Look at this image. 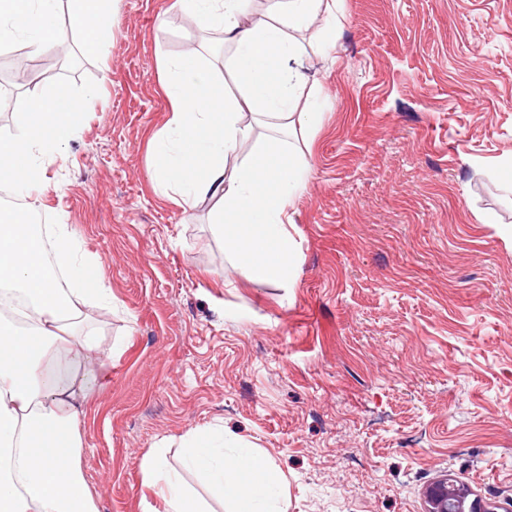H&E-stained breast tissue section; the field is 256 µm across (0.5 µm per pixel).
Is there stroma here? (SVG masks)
Returning a JSON list of instances; mask_svg holds the SVG:
<instances>
[{
	"label": "stroma",
	"mask_w": 512,
	"mask_h": 512,
	"mask_svg": "<svg viewBox=\"0 0 512 512\" xmlns=\"http://www.w3.org/2000/svg\"><path fill=\"white\" fill-rule=\"evenodd\" d=\"M172 0H112V42L65 48L27 96L96 86L34 204L94 255L111 309L86 320L91 376L81 465L100 512H146L141 463L224 430L266 451L288 512H425L446 478L512 504V0H342L331 58L305 46L326 99L285 140L310 164L295 202L289 286L248 280L212 232L210 200L180 206L152 179L171 112L158 60L197 50L227 94L232 53Z\"/></svg>",
	"instance_id": "obj_1"
}]
</instances>
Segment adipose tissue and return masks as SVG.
Returning <instances> with one entry per match:
<instances>
[{
    "label": "adipose tissue",
    "mask_w": 512,
    "mask_h": 512,
    "mask_svg": "<svg viewBox=\"0 0 512 512\" xmlns=\"http://www.w3.org/2000/svg\"><path fill=\"white\" fill-rule=\"evenodd\" d=\"M59 7L60 0H0V45H22L33 58L58 47ZM171 8L223 32L234 49L224 67L239 93L225 95L196 51L161 60L171 117L156 140L154 182L179 205L215 199L212 224L246 277L288 284L299 260L291 208L307 188L309 163L277 139L254 144L240 110L252 108L266 125L315 129L317 113L294 109L303 92H320L306 83L297 35L315 31L323 50L334 49L338 0H269L255 19L247 0H173ZM111 12L112 0H71L69 24L85 53L103 54L111 43ZM95 94L64 86L31 94L22 129L0 130V184L24 194L47 190L44 164L61 158ZM244 148L247 161L228 167ZM76 249L66 227L0 212V512H99L81 467L78 421L83 375L104 362L82 315L107 290L91 282V263L76 261ZM183 463L230 503L229 512H287L282 473L253 449L225 452L222 434L194 432ZM141 469L163 512H212L167 467L162 449H150Z\"/></svg>",
    "instance_id": "ef3b65f1"
}]
</instances>
